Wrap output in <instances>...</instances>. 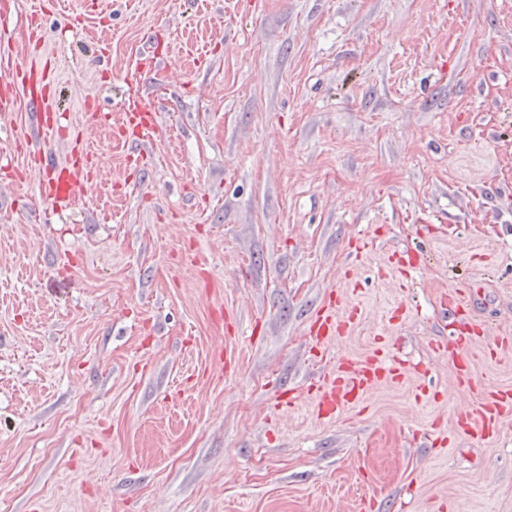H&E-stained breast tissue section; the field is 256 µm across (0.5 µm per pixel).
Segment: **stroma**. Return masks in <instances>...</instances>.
Returning a JSON list of instances; mask_svg holds the SVG:
<instances>
[{
	"label": "stroma",
	"instance_id": "35a3bbf8",
	"mask_svg": "<svg viewBox=\"0 0 512 512\" xmlns=\"http://www.w3.org/2000/svg\"><path fill=\"white\" fill-rule=\"evenodd\" d=\"M69 5L0 0V60L67 107L25 140L0 84V512H512V416L463 429L512 389V0ZM131 95L163 130L139 161L85 125ZM79 138L110 161L60 212L40 157ZM459 282L484 295L472 392L435 348ZM339 293L357 319L317 346ZM378 347L410 374L318 416L319 377ZM512 411V389L504 388L488 391L483 402L469 417V430L472 437L483 438L495 432L501 420Z\"/></svg>",
	"mask_w": 512,
	"mask_h": 512
}]
</instances>
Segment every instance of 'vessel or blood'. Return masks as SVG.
Listing matches in <instances>:
<instances>
[{
	"instance_id": "b4317fda",
	"label": "vessel or blood",
	"mask_w": 512,
	"mask_h": 512,
	"mask_svg": "<svg viewBox=\"0 0 512 512\" xmlns=\"http://www.w3.org/2000/svg\"><path fill=\"white\" fill-rule=\"evenodd\" d=\"M26 75V100L34 129L39 136L53 134L61 119L49 93L48 75L38 64L18 65L0 71V82L11 83L15 76ZM119 130L126 141L134 147L153 143L159 137L155 115L140 103L132 102L126 107ZM98 157L91 151L75 147L69 163L57 167L46 163L47 178L42 182L40 194L52 207L66 209L73 205L79 196L91 189L96 181ZM473 288H454L442 295L441 300L450 318L461 320L467 317ZM344 301H337L321 314L315 315L307 329L309 336L317 342L325 343L334 336L348 331L354 321L353 314L345 313ZM474 344L473 337L456 336L453 357L458 385L471 383L470 369L472 358L466 350ZM403 370L392 358L372 354L362 360H344L337 364L335 373L314 391L319 411L333 414L351 402L361 401L365 394L380 383L400 381ZM512 414V389L504 388L487 392L482 403L470 417L469 430L473 437L482 438L495 432L501 420Z\"/></svg>"
}]
</instances>
